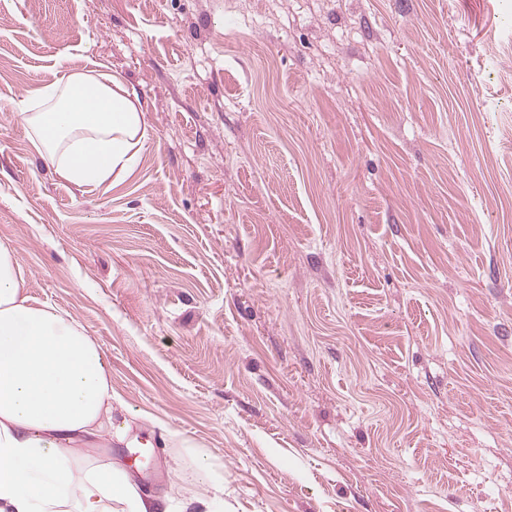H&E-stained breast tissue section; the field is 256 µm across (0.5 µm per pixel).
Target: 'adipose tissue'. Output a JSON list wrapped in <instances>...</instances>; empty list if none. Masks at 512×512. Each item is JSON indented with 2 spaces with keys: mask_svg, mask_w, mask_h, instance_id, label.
Returning a JSON list of instances; mask_svg holds the SVG:
<instances>
[{
  "mask_svg": "<svg viewBox=\"0 0 512 512\" xmlns=\"http://www.w3.org/2000/svg\"><path fill=\"white\" fill-rule=\"evenodd\" d=\"M16 110L39 156L79 186L122 181L144 136L135 92L93 68L60 67ZM24 285L0 241V512H189L141 493L117 464L75 475L78 441L112 430L109 365L80 325L31 304Z\"/></svg>",
  "mask_w": 512,
  "mask_h": 512,
  "instance_id": "1",
  "label": "adipose tissue"
}]
</instances>
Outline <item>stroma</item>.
Masks as SVG:
<instances>
[{"instance_id":"35a3bbf8","label":"stroma","mask_w":512,"mask_h":512,"mask_svg":"<svg viewBox=\"0 0 512 512\" xmlns=\"http://www.w3.org/2000/svg\"><path fill=\"white\" fill-rule=\"evenodd\" d=\"M63 58L138 95L119 184L14 110ZM0 241L109 363L77 473L157 433L162 498L512 512V0H0Z\"/></svg>"}]
</instances>
